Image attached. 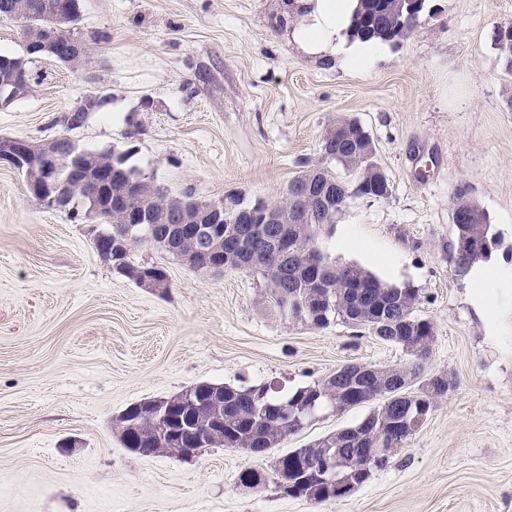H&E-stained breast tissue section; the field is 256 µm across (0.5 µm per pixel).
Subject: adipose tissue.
Here are the masks:
<instances>
[{"instance_id":"ef3b65f1","label":"adipose tissue","mask_w":512,"mask_h":512,"mask_svg":"<svg viewBox=\"0 0 512 512\" xmlns=\"http://www.w3.org/2000/svg\"><path fill=\"white\" fill-rule=\"evenodd\" d=\"M357 7V0H294L292 8L300 19L294 40L308 54L336 58L348 68H369L378 46L351 38Z\"/></svg>"}]
</instances>
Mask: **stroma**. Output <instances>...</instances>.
Masks as SVG:
<instances>
[{"instance_id":"35a3bbf8","label":"stroma","mask_w":512,"mask_h":512,"mask_svg":"<svg viewBox=\"0 0 512 512\" xmlns=\"http://www.w3.org/2000/svg\"><path fill=\"white\" fill-rule=\"evenodd\" d=\"M289 0H79L90 63L28 56L0 18V54L28 58L31 90L0 107V136L70 134L127 156L173 196L271 200L302 172L352 175L326 158L337 118L370 134L391 192L355 198L314 245L416 290L431 320L426 375L455 386L351 495L315 503L243 470L352 426L362 405L324 412L271 454L206 449L191 460L124 448L132 405L201 382L294 390L347 363L399 366L406 353L342 323L291 321L256 273L190 269L138 245L165 288H142L99 258L90 227L47 208L0 165V512H512V71L495 43L512 0H426L416 30L344 71L306 55ZM105 90L107 109L75 130L62 119ZM463 191L495 239L468 268L450 263ZM498 275L477 282L487 268Z\"/></svg>"}]
</instances>
